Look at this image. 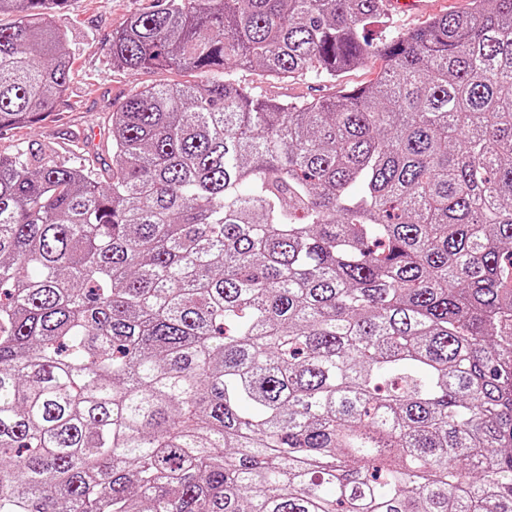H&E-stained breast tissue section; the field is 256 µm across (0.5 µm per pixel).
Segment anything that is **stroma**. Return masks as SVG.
<instances>
[{
	"label": "stroma",
	"instance_id": "stroma-1",
	"mask_svg": "<svg viewBox=\"0 0 512 512\" xmlns=\"http://www.w3.org/2000/svg\"><path fill=\"white\" fill-rule=\"evenodd\" d=\"M154 0H69L61 25L69 35L74 62L70 84L42 121L0 131V152L21 148L35 152L50 148L68 161L81 162L101 151L110 132L105 119L134 91L150 85H187L200 82L201 76L189 71L117 69L110 64L112 33L133 14L151 8ZM381 59L343 73L338 82L312 79L276 83L257 70L238 71L239 81L252 86L257 94L271 98H326L338 87H359L373 83Z\"/></svg>",
	"mask_w": 512,
	"mask_h": 512
}]
</instances>
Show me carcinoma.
<instances>
[{
  "label": "carcinoma",
  "mask_w": 512,
  "mask_h": 512,
  "mask_svg": "<svg viewBox=\"0 0 512 512\" xmlns=\"http://www.w3.org/2000/svg\"><path fill=\"white\" fill-rule=\"evenodd\" d=\"M0 0V130L68 88ZM158 0L110 161L0 154V512H512V0ZM375 82L327 100L233 79ZM469 4V0H430L428 8L424 13L393 15L391 18L397 32L407 33L419 27L429 16L444 14L446 12H463L470 7ZM383 61L373 58L365 64L350 69L343 73L336 83L315 81L313 79L296 80L285 83H276L261 76V72L254 68L238 71L236 78L242 83L249 84L257 94L271 98H289L301 100L304 98L330 97L340 86L359 87L373 83L380 70ZM340 85V86H339Z\"/></svg>",
  "instance_id": "obj_1"
}]
</instances>
